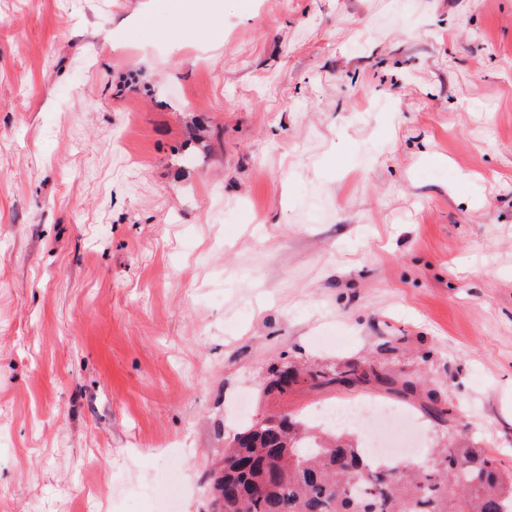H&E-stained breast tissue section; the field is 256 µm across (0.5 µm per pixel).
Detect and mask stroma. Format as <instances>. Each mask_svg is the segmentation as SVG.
I'll return each instance as SVG.
<instances>
[{"label":"stroma","instance_id":"stroma-1","mask_svg":"<svg viewBox=\"0 0 512 512\" xmlns=\"http://www.w3.org/2000/svg\"><path fill=\"white\" fill-rule=\"evenodd\" d=\"M173 2L0 0V512H209L352 403L512 471V0Z\"/></svg>","mask_w":512,"mask_h":512}]
</instances>
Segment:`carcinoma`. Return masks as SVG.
Listing matches in <instances>:
<instances>
[{
	"mask_svg": "<svg viewBox=\"0 0 512 512\" xmlns=\"http://www.w3.org/2000/svg\"><path fill=\"white\" fill-rule=\"evenodd\" d=\"M370 374L319 379L359 384ZM219 473L212 512H512V471L477 443L452 441L420 470L374 461L346 431L323 437L287 415L234 435Z\"/></svg>",
	"mask_w": 512,
	"mask_h": 512,
	"instance_id": "carcinoma-1",
	"label": "carcinoma"
}]
</instances>
